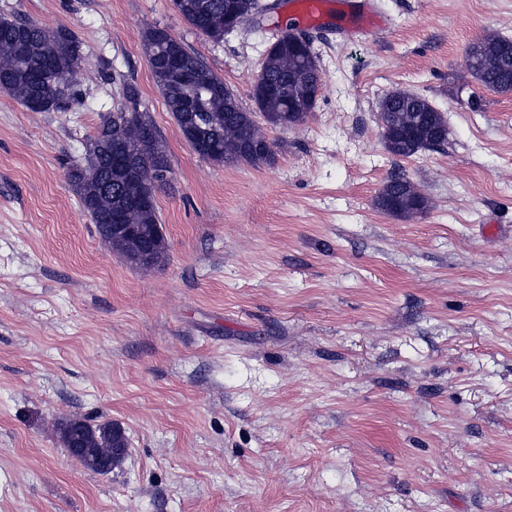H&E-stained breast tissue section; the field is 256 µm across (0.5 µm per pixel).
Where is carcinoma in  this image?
Instances as JSON below:
<instances>
[{
	"label": "carcinoma",
	"mask_w": 512,
	"mask_h": 512,
	"mask_svg": "<svg viewBox=\"0 0 512 512\" xmlns=\"http://www.w3.org/2000/svg\"><path fill=\"white\" fill-rule=\"evenodd\" d=\"M173 7L194 29L222 41L228 18L246 17L260 4L259 0H173ZM295 37L288 30L273 42L253 81L257 111L250 112L181 40L163 27L147 26L143 50L154 82L184 139L200 146L199 156L226 165L274 163L271 142L260 132L257 117L272 128L298 125L313 111L318 96L317 57ZM80 59L81 44L69 28L50 29L34 21L0 17V90L29 111H50L72 95ZM464 63L483 88L512 92L511 38L486 34L476 39L466 48ZM378 112L389 123L382 137L393 157L409 158L448 141L444 114L419 93L394 89L381 97ZM164 172H170L166 146L148 106L128 85L119 111L103 117L87 138L84 156L72 165L68 180L102 242L118 254V226L160 225L156 192L164 184L148 179V174ZM375 206L410 219L421 203L410 179L394 171L375 197ZM58 430L62 445L95 473L112 470L127 448L123 431L109 421L90 424L69 419Z\"/></svg>",
	"instance_id": "carcinoma-1"
}]
</instances>
